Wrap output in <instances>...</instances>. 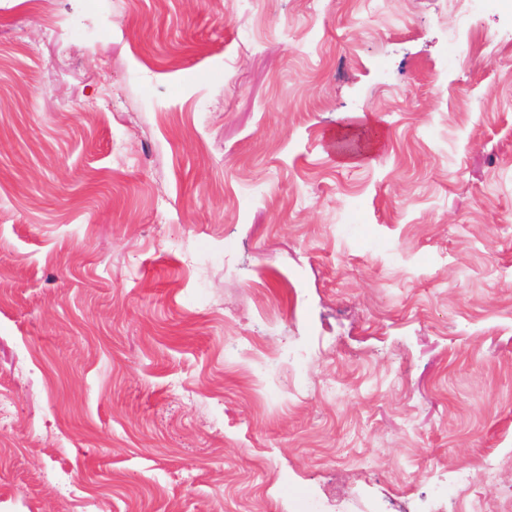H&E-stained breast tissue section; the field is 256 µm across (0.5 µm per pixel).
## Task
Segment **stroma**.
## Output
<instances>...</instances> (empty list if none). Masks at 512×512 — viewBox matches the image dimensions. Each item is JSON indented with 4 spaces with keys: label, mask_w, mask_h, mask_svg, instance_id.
<instances>
[{
    "label": "stroma",
    "mask_w": 512,
    "mask_h": 512,
    "mask_svg": "<svg viewBox=\"0 0 512 512\" xmlns=\"http://www.w3.org/2000/svg\"><path fill=\"white\" fill-rule=\"evenodd\" d=\"M453 24L0 0V512H512V6Z\"/></svg>",
    "instance_id": "obj_1"
}]
</instances>
